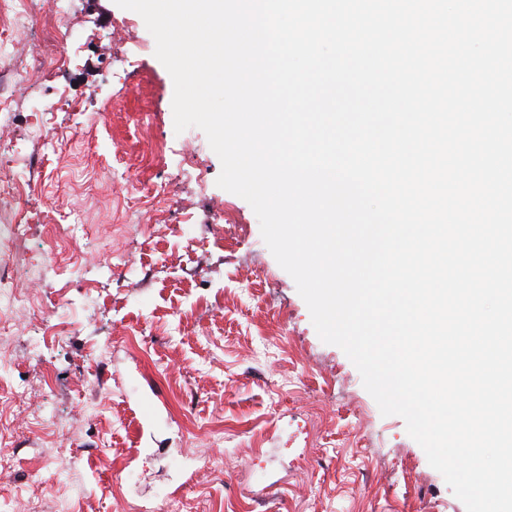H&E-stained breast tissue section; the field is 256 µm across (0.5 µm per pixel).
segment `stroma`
I'll use <instances>...</instances> for the list:
<instances>
[{
	"instance_id": "35a3bbf8",
	"label": "stroma",
	"mask_w": 512,
	"mask_h": 512,
	"mask_svg": "<svg viewBox=\"0 0 512 512\" xmlns=\"http://www.w3.org/2000/svg\"><path fill=\"white\" fill-rule=\"evenodd\" d=\"M48 2L35 0L32 25L12 36L30 87L0 112V153L27 159L15 175L35 183L20 203L37 217L26 255L0 249V276L35 302L13 316L0 397L27 384L45 307L73 300L85 330L52 343L55 389L32 405L62 433L33 419L9 428L0 512L37 489L43 512H119L130 498L146 512H466L404 420L382 415L352 361L320 339L251 206L217 186L205 133L176 132L173 80L142 17L113 0H63L71 41ZM36 125L52 146L33 140ZM161 183L174 204L158 218L141 198ZM79 201L85 223L53 237L43 216ZM137 202L142 223L126 225ZM118 248L134 262L109 281L75 273ZM264 346L272 358L253 363ZM313 421L321 433L308 447ZM243 458L255 505L238 493Z\"/></svg>"
}]
</instances>
